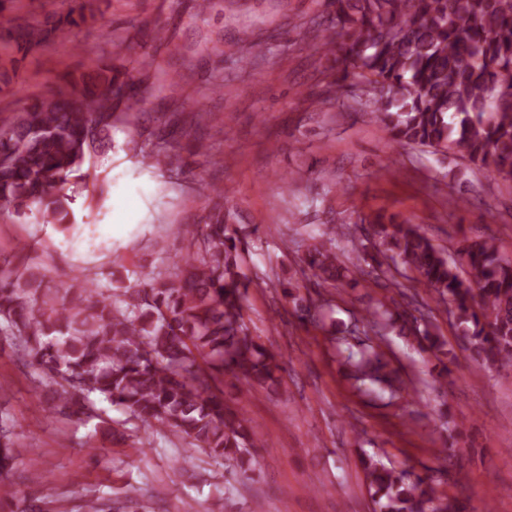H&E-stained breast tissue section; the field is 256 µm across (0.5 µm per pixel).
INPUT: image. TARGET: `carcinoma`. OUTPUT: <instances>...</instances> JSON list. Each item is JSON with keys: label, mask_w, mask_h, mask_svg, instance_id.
<instances>
[{"label": "carcinoma", "mask_w": 512, "mask_h": 512, "mask_svg": "<svg viewBox=\"0 0 512 512\" xmlns=\"http://www.w3.org/2000/svg\"><path fill=\"white\" fill-rule=\"evenodd\" d=\"M309 33L321 56L323 104L349 98L388 131L391 140L421 151L451 152L478 177L512 183V0H325ZM87 22L85 5L70 8L52 27L20 21L0 0V83L17 72L12 51L27 53ZM57 104L34 100L0 125V215L33 224L76 223L74 205L88 190L87 156L114 123L138 112L144 91L129 73L105 63L92 83L65 81ZM127 151L145 170L169 171L167 153H146L136 138ZM205 224L184 239L179 254L159 257L141 274L121 277L85 268L59 288L26 246L0 259V336L23 367L53 389L52 409L78 421L109 423L103 405L123 412L112 435L159 426L187 447L223 460L233 472H255L249 420L224 401V384L243 394L277 392L288 373L284 356L252 334L244 308L252 280L244 267L253 243L218 194ZM300 258L315 278L314 294L288 282L301 321L319 322L328 288L343 279L384 291L365 308L363 329L333 331V341L357 348L349 362L356 392L393 402L409 383L379 350L382 329L411 336L449 374L448 343L434 332L431 310L397 279L399 270L451 306V317L474 358L512 368V259L491 238L465 239L459 260L433 244L416 224L378 215L361 235L330 221ZM356 262L339 263L336 238ZM15 446L0 421V467ZM379 512H448L428 475L397 469L374 456L360 460Z\"/></svg>", "instance_id": "cac0c4a2"}]
</instances>
